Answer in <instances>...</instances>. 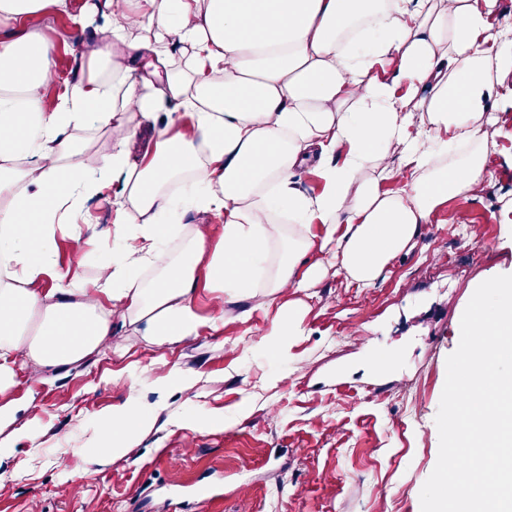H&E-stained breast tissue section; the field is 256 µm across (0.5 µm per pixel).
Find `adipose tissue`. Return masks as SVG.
Returning <instances> with one entry per match:
<instances>
[{
	"instance_id": "ef3b65f1",
	"label": "adipose tissue",
	"mask_w": 512,
	"mask_h": 512,
	"mask_svg": "<svg viewBox=\"0 0 512 512\" xmlns=\"http://www.w3.org/2000/svg\"><path fill=\"white\" fill-rule=\"evenodd\" d=\"M50 7L67 0H0V389L19 364L36 374L80 363L130 319L157 344L197 335L202 267L210 287L240 303L261 282L275 295L314 287L330 247L337 272L371 286L437 208L486 189V68L512 69V42L488 48L480 0H105L106 22L78 48L87 67L49 112L56 44L26 23ZM178 48L188 53L181 68ZM144 54L159 65L148 78L135 68ZM379 64L395 65L396 82L379 78ZM412 99L418 111H407ZM130 113L157 126L138 157ZM185 118L193 137L174 131ZM76 128L111 134L112 154L89 159L70 136ZM310 162L323 181L313 195L295 188L296 169ZM196 170L192 204L223 215L224 233L216 243L197 225L175 262L158 247L175 207L165 186ZM108 172L143 244L113 252L84 281L77 267H58L52 243L60 232L80 239L82 201ZM386 181L398 190H383ZM283 214L294 234L279 225ZM275 250L279 261L263 272ZM146 262L164 272L148 287L138 274ZM155 419L133 400L113 406L79 454L109 466Z\"/></svg>"
}]
</instances>
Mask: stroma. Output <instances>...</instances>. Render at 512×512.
I'll return each mask as SVG.
<instances>
[{"mask_svg":"<svg viewBox=\"0 0 512 512\" xmlns=\"http://www.w3.org/2000/svg\"><path fill=\"white\" fill-rule=\"evenodd\" d=\"M68 11L30 28L57 41L56 68L71 80V19L100 25L104 0H69ZM485 105L497 119L485 128L486 191L438 208L372 287H347L331 267L306 291L273 299L258 287L228 305L202 277L196 336L157 346L131 321L71 371L46 370L39 383L18 372L0 394V404H13L0 438L18 450L0 460V512H205L201 489L212 490L215 512H421L463 312L479 284L512 272V76L494 83ZM120 194L113 180L83 200L90 227L78 245L57 235L60 267L95 279L114 242L132 240L136 225L118 221ZM290 305L302 334L274 358L263 341ZM218 317L215 332L208 323ZM380 357L386 367H376ZM131 397L161 412L123 457L95 470L73 450L92 436L96 416ZM244 404L248 417L234 421ZM189 408L230 422L181 428ZM33 420L42 430L34 442Z\"/></svg>","mask_w":512,"mask_h":512,"instance_id":"obj_1","label":"stroma"}]
</instances>
